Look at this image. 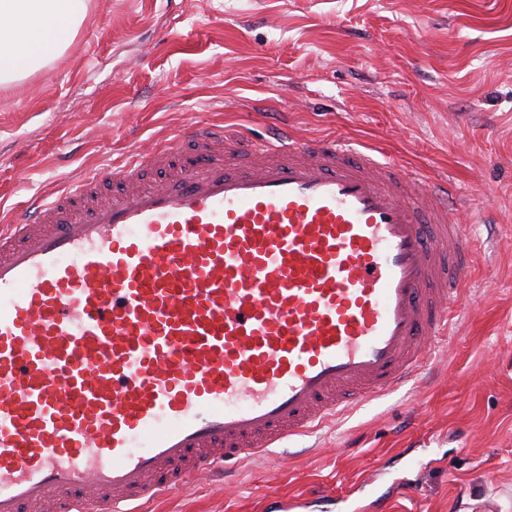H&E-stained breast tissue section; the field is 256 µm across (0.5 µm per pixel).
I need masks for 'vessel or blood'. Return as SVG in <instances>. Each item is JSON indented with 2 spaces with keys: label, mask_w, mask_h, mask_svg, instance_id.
I'll list each match as a JSON object with an SVG mask.
<instances>
[{
  "label": "vessel or blood",
  "mask_w": 512,
  "mask_h": 512,
  "mask_svg": "<svg viewBox=\"0 0 512 512\" xmlns=\"http://www.w3.org/2000/svg\"><path fill=\"white\" fill-rule=\"evenodd\" d=\"M452 190L211 124L34 199L0 225V512H132L407 385L473 268Z\"/></svg>",
  "instance_id": "1"
}]
</instances>
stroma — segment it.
Returning a JSON list of instances; mask_svg holds the SVG:
<instances>
[{"label":"stroma","instance_id":"1","mask_svg":"<svg viewBox=\"0 0 512 512\" xmlns=\"http://www.w3.org/2000/svg\"><path fill=\"white\" fill-rule=\"evenodd\" d=\"M283 120L454 183L479 247L456 328L407 387L150 512H512V0H90L0 86V218L183 126Z\"/></svg>","mask_w":512,"mask_h":512}]
</instances>
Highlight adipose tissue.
I'll list each match as a JSON object with an SVG mask.
<instances>
[{"instance_id":"obj_1","label":"adipose tissue","mask_w":512,"mask_h":512,"mask_svg":"<svg viewBox=\"0 0 512 512\" xmlns=\"http://www.w3.org/2000/svg\"><path fill=\"white\" fill-rule=\"evenodd\" d=\"M87 7V0H0V85L56 57Z\"/></svg>"}]
</instances>
